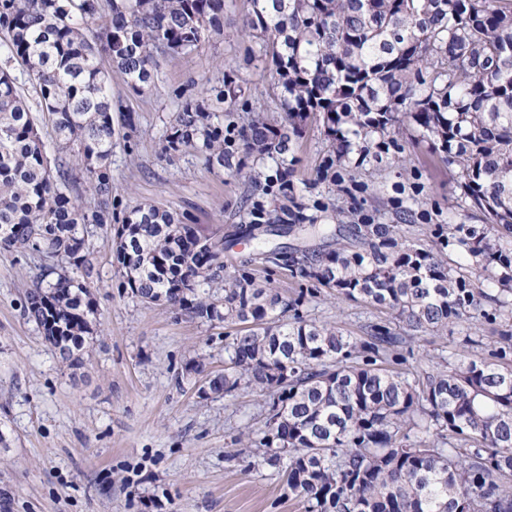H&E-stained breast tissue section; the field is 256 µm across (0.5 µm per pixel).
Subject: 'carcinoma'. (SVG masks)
<instances>
[{"label": "carcinoma", "instance_id": "carcinoma-1", "mask_svg": "<svg viewBox=\"0 0 512 512\" xmlns=\"http://www.w3.org/2000/svg\"><path fill=\"white\" fill-rule=\"evenodd\" d=\"M245 27L260 32L282 102L279 119L251 112L224 127L211 102L224 86L185 100L165 149H193L232 166L240 153L278 161L259 178L251 223L265 224L264 198H282L274 220L301 234L314 226L303 190L284 173L293 141L315 119L328 137L318 173L344 190L351 154L382 165L402 146L405 120L458 169L459 208L474 224H450L443 261L396 225L336 227L338 239L291 273L378 312L362 336L277 312L296 302L260 287L249 263L224 280V239L194 247L191 217L151 203L121 207L112 186V70L140 93L154 81L156 55L184 57L224 30V0H0V247L33 250L65 265L25 294V313L65 359L82 358L97 307L75 273L88 263V224L111 225L122 256L121 287L146 303L164 301L239 330L225 347L214 394L241 387L272 394L263 460L282 465L304 512H512V0H252ZM108 59L111 68L102 66ZM18 63L37 96L28 103L12 74ZM55 132L51 158L41 126ZM88 185L94 206L82 201ZM349 238L351 245L341 243ZM482 276L492 292L474 287ZM224 291L195 293L189 281ZM502 327L490 343L472 321ZM459 327L481 349L443 359L435 372L406 366L401 349L419 332Z\"/></svg>", "mask_w": 512, "mask_h": 512}]
</instances>
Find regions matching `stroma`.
I'll return each mask as SVG.
<instances>
[{
	"mask_svg": "<svg viewBox=\"0 0 512 512\" xmlns=\"http://www.w3.org/2000/svg\"><path fill=\"white\" fill-rule=\"evenodd\" d=\"M251 0H224V31L184 58H162L151 86L135 94L120 73L112 95L135 117L128 136H116L112 183L126 206L154 203L190 212L198 235H224V275L232 277L261 245L241 235L252 189L235 170L207 163L186 149L169 153L165 136L183 96L232 77L241 98L277 113L269 64L243 21ZM327 148L321 125L307 124L296 140L293 180L313 185L328 210L366 198L380 223L398 224L408 238H424L429 223L462 222L452 209L457 180L427 143L406 145L407 164L354 169V184L339 195L319 182ZM419 193L430 220L397 222L386 203L398 191ZM89 286L98 309L81 364L61 359L20 303L35 287L45 257L0 248V512H304L289 494L280 468L263 449L245 447L266 428L269 394L241 389L201 395L203 376L224 370L230 329L187 311L148 304L120 287L109 227L88 225ZM258 283L286 299H300L305 319L359 335L372 314L362 303L337 299L325 288L272 264L255 263Z\"/></svg>",
	"mask_w": 512,
	"mask_h": 512,
	"instance_id": "35a3bbf8",
	"label": "stroma"
}]
</instances>
